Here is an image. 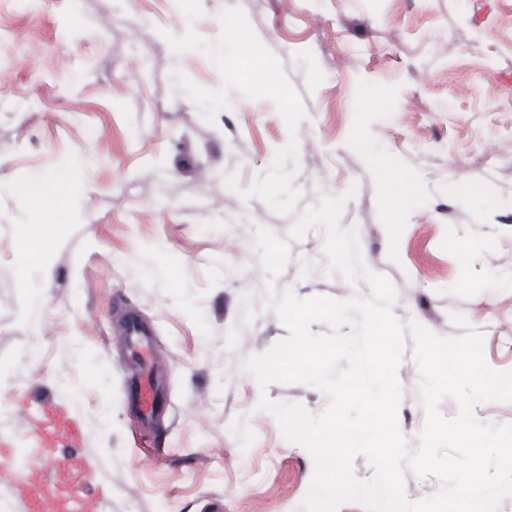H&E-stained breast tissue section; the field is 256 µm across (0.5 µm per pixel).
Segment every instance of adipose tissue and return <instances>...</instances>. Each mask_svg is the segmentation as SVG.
Segmentation results:
<instances>
[{"label":"adipose tissue","mask_w":512,"mask_h":512,"mask_svg":"<svg viewBox=\"0 0 512 512\" xmlns=\"http://www.w3.org/2000/svg\"><path fill=\"white\" fill-rule=\"evenodd\" d=\"M82 167V159L75 156L47 176L40 178V188L31 199V206L38 214L39 220L33 235L23 243L29 253L40 254L51 247L58 225L65 223L69 217L68 183Z\"/></svg>","instance_id":"adipose-tissue-1"}]
</instances>
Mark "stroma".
<instances>
[{
	"mask_svg": "<svg viewBox=\"0 0 512 512\" xmlns=\"http://www.w3.org/2000/svg\"><path fill=\"white\" fill-rule=\"evenodd\" d=\"M199 3L190 26L177 0H0V436L16 457L0 468V512H19L13 484L44 458V399L84 430V512H209L216 499L224 512H304L312 458L258 403L317 415L329 399L307 384L259 387L244 362L287 335L269 288L372 291L331 269L321 226L291 242L278 275L263 270L256 227L284 238L294 218L223 178L250 187L292 136L273 100L235 89L206 122L175 75L211 91L223 78L206 52L165 40L192 28L215 41L228 6L303 99L298 209L346 196L341 225L395 287L396 319L445 338L478 331L487 365L512 370V0ZM75 154L88 165L69 186L70 219L32 258L20 243L37 216L16 187ZM392 194L406 199L395 224ZM130 312L166 381L151 430L128 399L117 321ZM397 377L415 451L426 412L412 345Z\"/></svg>",
	"mask_w": 512,
	"mask_h": 512,
	"instance_id": "1",
	"label": "stroma"
}]
</instances>
